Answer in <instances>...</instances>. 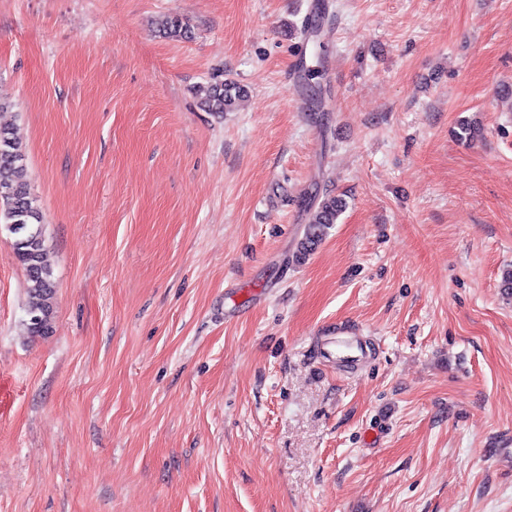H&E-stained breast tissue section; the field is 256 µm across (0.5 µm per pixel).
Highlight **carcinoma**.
<instances>
[{
    "instance_id": "1",
    "label": "carcinoma",
    "mask_w": 512,
    "mask_h": 512,
    "mask_svg": "<svg viewBox=\"0 0 512 512\" xmlns=\"http://www.w3.org/2000/svg\"><path fill=\"white\" fill-rule=\"evenodd\" d=\"M160 32L172 40L191 38L182 19L166 17ZM201 106L218 117L234 111L247 96L246 89L234 80H216L198 89ZM28 155L25 146L10 126L0 125V220L14 235V250L32 283L26 304L25 329L30 336H45L52 329L55 283L43 233V215L24 180ZM346 207L344 198L326 196L311 213L310 221L296 253L302 262L321 241L325 229L336 223Z\"/></svg>"
}]
</instances>
